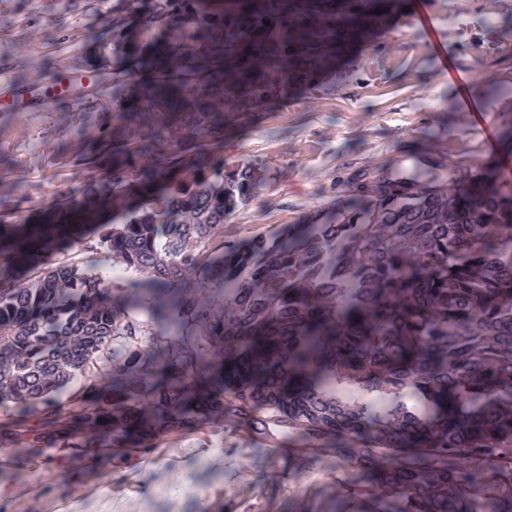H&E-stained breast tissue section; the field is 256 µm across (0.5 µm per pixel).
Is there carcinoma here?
<instances>
[{"label": "carcinoma", "instance_id": "obj_1", "mask_svg": "<svg viewBox=\"0 0 512 512\" xmlns=\"http://www.w3.org/2000/svg\"><path fill=\"white\" fill-rule=\"evenodd\" d=\"M395 4H156L139 29L169 42L112 142L141 162L91 184L52 228L70 233L188 167V138L312 80L335 61L325 38L368 30ZM264 177L248 166L201 177L80 237L86 260L1 285L0 404L30 405L29 440L77 448L103 428L115 448L131 437L151 448L165 425L214 421L276 428L310 451L333 437L368 476L340 488L359 512H512V179L483 168L378 180L333 224L224 245V221ZM49 236L22 226L0 267L28 263ZM101 254L120 276L97 269ZM78 380L76 404H57ZM344 386L380 396L342 400ZM409 393L439 416L409 410Z\"/></svg>", "mask_w": 512, "mask_h": 512}]
</instances>
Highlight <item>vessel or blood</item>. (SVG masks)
I'll list each match as a JSON object with an SVG mask.
<instances>
[{
	"label": "vessel or blood",
	"instance_id": "b4317fda",
	"mask_svg": "<svg viewBox=\"0 0 512 512\" xmlns=\"http://www.w3.org/2000/svg\"><path fill=\"white\" fill-rule=\"evenodd\" d=\"M132 80L128 67L105 65L104 69L86 68L66 75H51L38 83L0 81V110L4 112H49L60 103L88 105L102 97L109 75Z\"/></svg>",
	"mask_w": 512,
	"mask_h": 512
}]
</instances>
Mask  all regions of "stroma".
<instances>
[{"label": "stroma", "instance_id": "1", "mask_svg": "<svg viewBox=\"0 0 512 512\" xmlns=\"http://www.w3.org/2000/svg\"><path fill=\"white\" fill-rule=\"evenodd\" d=\"M156 0H0V64L36 82L64 69L147 57L161 33L134 19ZM402 0L381 26L353 37L333 69L257 111L224 122L200 154L211 164L264 169L254 199L224 223V243L322 224L379 179L442 181L458 166L500 170L506 149L486 133L512 125V0H435L442 40L469 72L449 84L429 38ZM132 99L130 88L54 112H0V225L37 224L82 200L113 156L103 144ZM281 448L245 441L222 424L163 433L154 448L0 447V512H345L336 485L353 475L334 442L316 454L282 436Z\"/></svg>", "mask_w": 512, "mask_h": 512}]
</instances>
